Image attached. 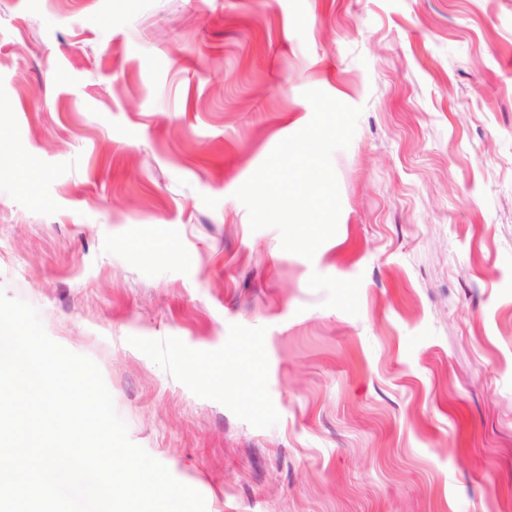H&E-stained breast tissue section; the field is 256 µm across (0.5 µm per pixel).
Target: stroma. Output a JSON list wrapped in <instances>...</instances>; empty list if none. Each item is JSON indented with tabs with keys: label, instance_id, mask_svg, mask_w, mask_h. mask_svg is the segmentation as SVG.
Instances as JSON below:
<instances>
[{
	"label": "stroma",
	"instance_id": "stroma-1",
	"mask_svg": "<svg viewBox=\"0 0 512 512\" xmlns=\"http://www.w3.org/2000/svg\"><path fill=\"white\" fill-rule=\"evenodd\" d=\"M309 89L310 260L234 196ZM0 289L206 512H512V0H0Z\"/></svg>",
	"mask_w": 512,
	"mask_h": 512
}]
</instances>
